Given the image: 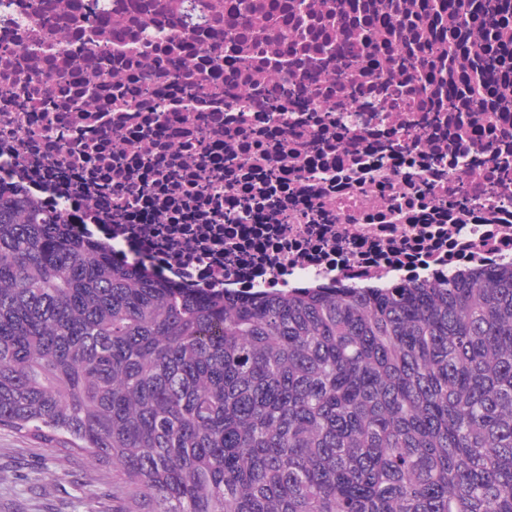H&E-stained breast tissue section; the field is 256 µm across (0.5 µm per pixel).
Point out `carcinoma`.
Listing matches in <instances>:
<instances>
[{
    "label": "carcinoma",
    "instance_id": "carcinoma-1",
    "mask_svg": "<svg viewBox=\"0 0 512 512\" xmlns=\"http://www.w3.org/2000/svg\"><path fill=\"white\" fill-rule=\"evenodd\" d=\"M0 428L150 512H512V265L182 288L0 192Z\"/></svg>",
    "mask_w": 512,
    "mask_h": 512
}]
</instances>
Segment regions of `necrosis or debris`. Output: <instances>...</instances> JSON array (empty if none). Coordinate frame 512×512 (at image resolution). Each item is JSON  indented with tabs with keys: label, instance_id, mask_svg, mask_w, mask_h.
Listing matches in <instances>:
<instances>
[{
	"label": "necrosis or debris",
	"instance_id": "obj_1",
	"mask_svg": "<svg viewBox=\"0 0 512 512\" xmlns=\"http://www.w3.org/2000/svg\"><path fill=\"white\" fill-rule=\"evenodd\" d=\"M488 47L512 90V24L454 0H0V184L187 288L506 266L512 109H445ZM405 55L408 111L336 80L343 57L380 76ZM281 84L300 92L270 111Z\"/></svg>",
	"mask_w": 512,
	"mask_h": 512
}]
</instances>
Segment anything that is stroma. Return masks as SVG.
Segmentation results:
<instances>
[{
    "label": "stroma",
    "mask_w": 512,
    "mask_h": 512,
    "mask_svg": "<svg viewBox=\"0 0 512 512\" xmlns=\"http://www.w3.org/2000/svg\"><path fill=\"white\" fill-rule=\"evenodd\" d=\"M0 512H147L120 465L0 430Z\"/></svg>",
    "instance_id": "stroma-1"
}]
</instances>
